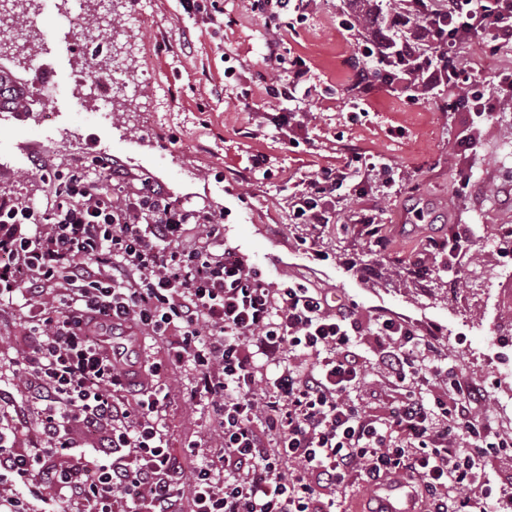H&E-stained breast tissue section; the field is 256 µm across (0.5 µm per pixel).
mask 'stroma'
Masks as SVG:
<instances>
[{
	"label": "stroma",
	"mask_w": 512,
	"mask_h": 512,
	"mask_svg": "<svg viewBox=\"0 0 512 512\" xmlns=\"http://www.w3.org/2000/svg\"><path fill=\"white\" fill-rule=\"evenodd\" d=\"M58 2L35 0L30 12L0 17V27L29 33L35 65L53 73L47 91L36 95L32 67L0 54V67L28 100L27 109L0 118V197L45 199L50 186L42 174L68 172L90 151L105 150L130 176H150L175 199L223 212L226 245L268 282L292 280L356 306L365 378L350 393L354 402L384 413L399 396L378 366L370 334L373 315H395L433 337L450 366L486 387L495 428L512 436V322L495 315L494 296L475 282L512 269L503 249V232L512 228V110L491 119L464 108L447 111L455 91L444 84L420 105L408 104L392 87L350 95L338 67L347 62L355 75L366 67L357 52L361 38L338 25L344 0H312L304 15L286 17L287 47L307 60L313 85L300 103L309 119L299 144L286 149L237 98L238 87L250 86L258 111L270 110L265 88L278 70L263 59L269 22L246 0H223L219 32L185 14L178 0H112L119 23L111 37L92 41L80 29L93 14L88 0H80L69 22ZM88 55L105 67L120 63L122 90L94 101L80 93L75 75ZM459 55L486 89L512 75V48L485 54L466 44ZM202 100L208 111L197 110ZM470 137L475 145L468 150L463 142ZM353 154L391 165L396 186L387 194L369 187L338 204L333 224L315 246L305 245L308 232L289 216L283 180L340 166ZM260 155L267 162L258 169ZM464 171L471 184L458 197ZM358 210L384 226L388 246L377 261L359 260L365 243L344 229ZM452 224L472 226L480 269L465 261L451 272L436 263L412 270L405 284L391 276L429 240L446 237ZM440 279L448 284L444 300L434 295ZM172 387L173 447L199 437L220 447L211 407L187 401L183 381L173 380Z\"/></svg>",
	"instance_id": "35a3bbf8"
}]
</instances>
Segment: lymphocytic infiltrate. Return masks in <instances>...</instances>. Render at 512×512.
<instances>
[{"label":"lymphocytic infiltrate","instance_id":"obj_1","mask_svg":"<svg viewBox=\"0 0 512 512\" xmlns=\"http://www.w3.org/2000/svg\"><path fill=\"white\" fill-rule=\"evenodd\" d=\"M409 50H424L416 76L423 92L464 91L463 107L493 117L512 102V81L485 96L461 64L458 45L480 39L495 53L512 47V0H413L404 15ZM273 31L264 60L289 63L268 93L281 107L263 113L281 144L292 141L290 104L308 82L303 59L286 60ZM395 185L388 164L347 157L295 183L297 224L320 232L354 178ZM25 311L15 333L27 349L0 384L1 497L7 512H57L66 497L78 512H335L345 481L416 480L432 512H476L480 464L512 447L479 406L486 394L462 370L445 367L433 339L406 320L381 315L378 361L401 390L385 416L351 404L362 363L354 350L356 310L330 304L299 283L273 287L224 243V217L184 204L151 178L130 179L112 160L76 169L54 199H0V308ZM117 336L149 335L165 357L127 364ZM185 372L189 395L212 406L222 445L169 446V379ZM434 381L451 399L426 402L416 389ZM41 407L31 448L16 447L26 409Z\"/></svg>","mask_w":512,"mask_h":512}]
</instances>
